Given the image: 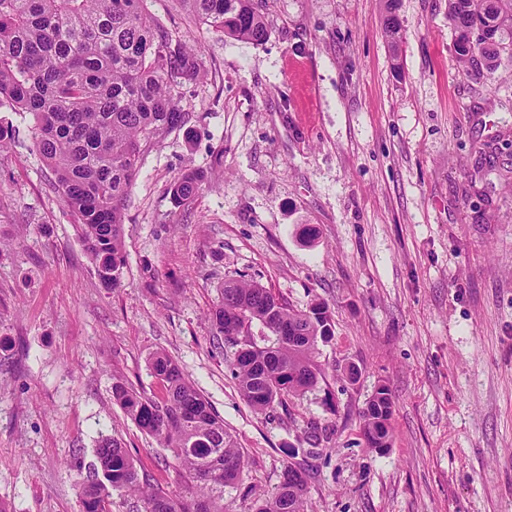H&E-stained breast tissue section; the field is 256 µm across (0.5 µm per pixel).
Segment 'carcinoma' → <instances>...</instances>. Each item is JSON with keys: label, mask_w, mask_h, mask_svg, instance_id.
<instances>
[{"label": "carcinoma", "mask_w": 512, "mask_h": 512, "mask_svg": "<svg viewBox=\"0 0 512 512\" xmlns=\"http://www.w3.org/2000/svg\"><path fill=\"white\" fill-rule=\"evenodd\" d=\"M146 0H0V104L26 112L35 123V145L54 172L65 206L101 284L118 288L125 256L124 210L144 154L164 134L181 128L186 113L175 93L198 73V58L146 11ZM184 9L228 38L253 44L269 35L262 0H180ZM399 0H388L382 34L398 58L402 30ZM456 53L472 76L512 59V0H448ZM206 181L187 169L170 185L178 206ZM216 339L241 349L232 374L243 398L265 411L282 397L302 396L318 380V341L331 336L323 304L294 310L270 289L230 279L209 313ZM258 322L271 333L260 345L242 331ZM148 368L162 385L149 397L128 383H112L124 415L169 449L190 483V496L173 498L139 474L130 451L105 436L96 463L79 485L82 512H112V492L134 496L143 512H224V487L243 469V455L224 420L170 356L156 351ZM393 400L387 388L362 412L368 447L389 442ZM308 475L289 466L279 491L255 512H306Z\"/></svg>", "instance_id": "obj_1"}]
</instances>
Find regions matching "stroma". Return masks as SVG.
<instances>
[{
	"label": "stroma",
	"mask_w": 512,
	"mask_h": 512,
	"mask_svg": "<svg viewBox=\"0 0 512 512\" xmlns=\"http://www.w3.org/2000/svg\"><path fill=\"white\" fill-rule=\"evenodd\" d=\"M146 7L197 40L200 75L132 186L121 288L102 287L31 116L0 106L15 132L0 150V512H80L76 467L104 435L187 496L171 452L112 400L117 376L160 394L155 351L243 454L224 512H253L289 465L308 473L309 512H512V61L467 74L447 0H401L398 72L384 0H264L259 45L179 0ZM188 167L210 177L178 206ZM240 276L332 314L316 386L264 412L207 320ZM381 386L383 454L359 418Z\"/></svg>",
	"instance_id": "obj_1"
}]
</instances>
